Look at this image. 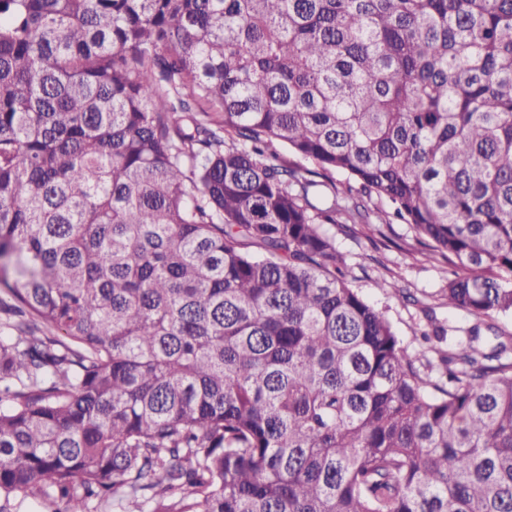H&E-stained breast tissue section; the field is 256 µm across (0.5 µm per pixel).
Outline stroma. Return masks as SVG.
<instances>
[{"label":"stroma","mask_w":512,"mask_h":512,"mask_svg":"<svg viewBox=\"0 0 512 512\" xmlns=\"http://www.w3.org/2000/svg\"><path fill=\"white\" fill-rule=\"evenodd\" d=\"M372 207L384 223L382 235L371 234L362 225L351 233L336 225L330 232L347 256L352 287L386 311L405 345L417 348L422 339L416 328L425 324L427 314H434L446 327L458 326L460 317L442 305L445 282L440 265L421 254L410 226L396 219L387 203L376 201ZM400 287L410 289L418 297V304L398 301L393 291Z\"/></svg>","instance_id":"obj_1"}]
</instances>
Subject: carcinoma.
<instances>
[{"label": "carcinoma", "instance_id": "1", "mask_svg": "<svg viewBox=\"0 0 512 512\" xmlns=\"http://www.w3.org/2000/svg\"><path fill=\"white\" fill-rule=\"evenodd\" d=\"M0 285V512H512V0H0ZM371 207L382 219H374V222L389 224L383 226V231L390 241L372 235L363 225H356L353 234L345 233L339 224H328L326 228L336 236L337 247L347 255L352 287L386 311L405 345L418 348L425 344L415 331L418 324H426V313L433 312L447 329L459 326L460 317L441 304L445 282L440 264L426 260L419 252L410 226L396 219L385 202L374 200ZM376 282L382 283L384 288L377 287ZM400 287L410 288L421 303L412 305L398 301L391 294Z\"/></svg>", "mask_w": 512, "mask_h": 512}]
</instances>
